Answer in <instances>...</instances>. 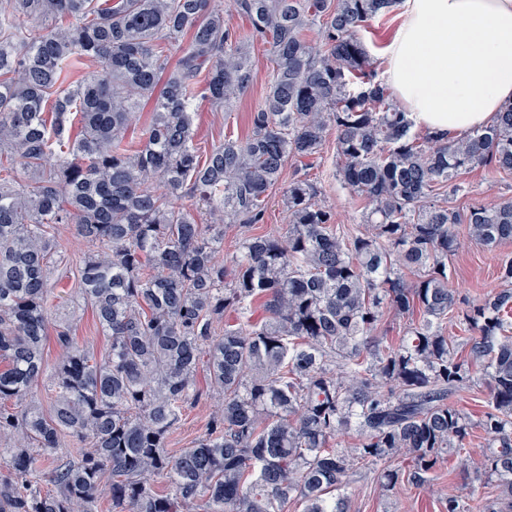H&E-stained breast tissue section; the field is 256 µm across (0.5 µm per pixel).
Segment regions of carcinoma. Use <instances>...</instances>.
<instances>
[{
	"label": "carcinoma",
	"mask_w": 512,
	"mask_h": 512,
	"mask_svg": "<svg viewBox=\"0 0 512 512\" xmlns=\"http://www.w3.org/2000/svg\"><path fill=\"white\" fill-rule=\"evenodd\" d=\"M393 2L234 0L240 35L209 0H0V512H100L104 480L111 512H284L296 498L347 512L336 491L351 474L399 460L383 489L419 486L447 448L512 508V260L463 312L448 282L458 227L492 250L512 239V201L459 210L438 193L458 195L476 165L512 173V103L461 139L415 131L359 38ZM254 42L272 76L250 132L202 156L192 111L232 110ZM85 60L98 68L71 81ZM145 99L153 117L134 143ZM331 130L363 228L336 223L296 174L286 232L246 236L219 261L224 231L263 223L288 158L320 154ZM61 224L89 244L74 287L110 344L98 354L58 325L47 414L30 393L64 276ZM257 306L258 322L225 321ZM390 313L408 325L383 347L373 333ZM455 320L472 335L447 336ZM472 365L489 387L476 423L451 401L474 386ZM201 367L218 408L171 456ZM475 427L478 460L461 455ZM66 435L77 452L60 451ZM444 508L503 512L451 494Z\"/></svg>",
	"instance_id": "carcinoma-1"
}]
</instances>
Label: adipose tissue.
Wrapping results in <instances>:
<instances>
[{"label": "adipose tissue", "instance_id": "1", "mask_svg": "<svg viewBox=\"0 0 512 512\" xmlns=\"http://www.w3.org/2000/svg\"><path fill=\"white\" fill-rule=\"evenodd\" d=\"M384 77L416 127L454 140L512 101V0H397Z\"/></svg>", "mask_w": 512, "mask_h": 512}]
</instances>
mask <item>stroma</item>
Masks as SVG:
<instances>
[{
    "mask_svg": "<svg viewBox=\"0 0 512 512\" xmlns=\"http://www.w3.org/2000/svg\"><path fill=\"white\" fill-rule=\"evenodd\" d=\"M255 78L251 87L238 100L232 111L225 112L201 104L194 116L197 130L196 142L201 152H208L212 145L222 141L224 136H245L249 129V114L261 102L266 86L271 78V65L263 45L253 50ZM306 170L309 178L320 191V197L333 209L336 221L340 224L360 223L362 205L359 199L340 183L335 175L336 145L334 136H327L320 155L311 163L289 159L283 177L291 179L297 170ZM467 197L461 198V205L512 200V174L494 172L486 167H476L465 176ZM288 216L283 208L280 189L270 191L267 211L262 224L249 229L234 226L224 236V251L232 253L240 238L249 233L266 231L281 232L286 228ZM505 259H512V241L499 245L495 250L469 240H462L461 246L448 261V274L457 290L458 303L475 304L487 294L496 291L500 282L498 268ZM72 323L76 340L104 352L107 344L105 336L94 323L92 312L72 286L71 279H64L52 295V320ZM202 396L196 404L187 408L181 420L172 429L167 439L170 455H179L183 449L192 447L202 436L217 406V399L209 387L206 374L197 377ZM384 465L363 471L350 477L343 491L348 500V512H444L443 499L455 494L464 498L483 497L494 499L499 492L495 483L477 478L473 470L451 469L440 464L432 480L420 487L397 484L393 490H382Z\"/></svg>",
    "mask_w": 512,
    "mask_h": 512,
    "instance_id": "1",
    "label": "stroma"
}]
</instances>
